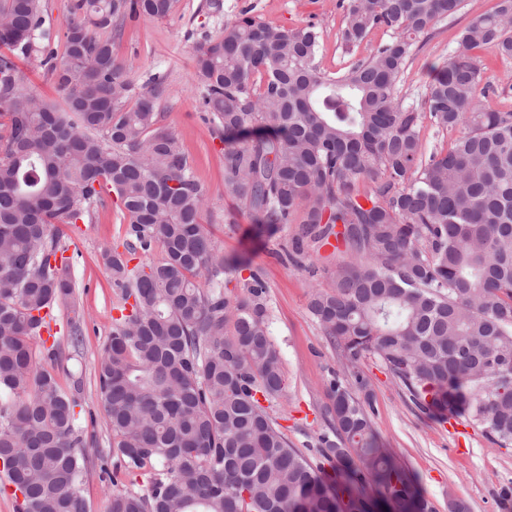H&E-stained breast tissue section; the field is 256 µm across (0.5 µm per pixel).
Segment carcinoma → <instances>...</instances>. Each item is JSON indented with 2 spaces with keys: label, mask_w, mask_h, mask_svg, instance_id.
Here are the masks:
<instances>
[{
  "label": "carcinoma",
  "mask_w": 512,
  "mask_h": 512,
  "mask_svg": "<svg viewBox=\"0 0 512 512\" xmlns=\"http://www.w3.org/2000/svg\"><path fill=\"white\" fill-rule=\"evenodd\" d=\"M463 0H339L341 39L389 41L327 73L314 24L281 29L244 10L195 54L201 98L224 142V187L272 232L297 224L293 252L336 240L347 256L308 309L351 363L379 358L421 409L444 404L512 447V111L481 102L473 51L512 58V0L478 14L420 105L397 85L417 44ZM175 0H72L52 35L44 0H0V473L17 512H86L79 387L59 383L57 341L31 339L83 314L70 257L50 226L74 227L114 194L124 251L101 254L118 294L97 363L116 472L146 490L108 512H435L375 444L369 394L337 377L335 439L320 455L379 499L343 494L289 447L263 402L285 388L265 286L226 291L224 255L200 215L204 191L178 139L159 126L164 79L137 93L113 49L129 16L162 19ZM57 46H51L52 38ZM38 59L65 108L24 83ZM457 132L425 153L421 129ZM366 189H360V186ZM160 247L157 263L130 265Z\"/></svg>",
  "instance_id": "carcinoma-1"
}]
</instances>
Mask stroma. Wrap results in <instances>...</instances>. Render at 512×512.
Segmentation results:
<instances>
[{
  "instance_id": "stroma-1",
  "label": "stroma",
  "mask_w": 512,
  "mask_h": 512,
  "mask_svg": "<svg viewBox=\"0 0 512 512\" xmlns=\"http://www.w3.org/2000/svg\"><path fill=\"white\" fill-rule=\"evenodd\" d=\"M497 3L463 0L454 17L435 25L431 38L412 53L398 84V96L404 103H420L472 17L494 10ZM245 10L286 29L316 24L322 32L320 65L329 73L366 57L372 47L388 38L385 30L376 29L353 50L343 49V14L336 0H177L166 18L127 22L114 43V52L125 63L127 78L136 91H144L152 75H163L168 95L161 103V122L183 144L204 189L202 222L224 256V278L237 288L255 272L266 286L269 331L286 375L285 391L272 402L269 412L290 447L332 483L340 472L317 448L320 437L331 431L325 413L329 382L337 376L349 377L351 370L309 313L308 302L314 288L330 284L338 260L311 245L306 249L308 265L298 267L281 261V253L292 248L297 225L283 224L270 234L255 230L252 217L224 191V144L200 107L196 47ZM476 56L483 83L499 88L498 96L488 99V106L512 110V60L481 50ZM52 231L74 257L70 273L85 318L79 351L70 348L64 327L56 329L64 355V372L59 379L66 387L73 380L81 382L90 439L85 449L87 473L82 493L87 512H107L112 494L129 488L130 479L122 475L113 482L106 475L114 463L112 432L98 397L95 366L109 340L118 298L100 253L122 244L125 226L110 197L78 228L56 224ZM356 369L372 394L370 417L379 446L408 472L417 489L435 504L436 512H448V503L454 499L464 501L470 512H512V447L494 444L467 418L451 420L438 413L420 412L376 356L364 357Z\"/></svg>"
}]
</instances>
